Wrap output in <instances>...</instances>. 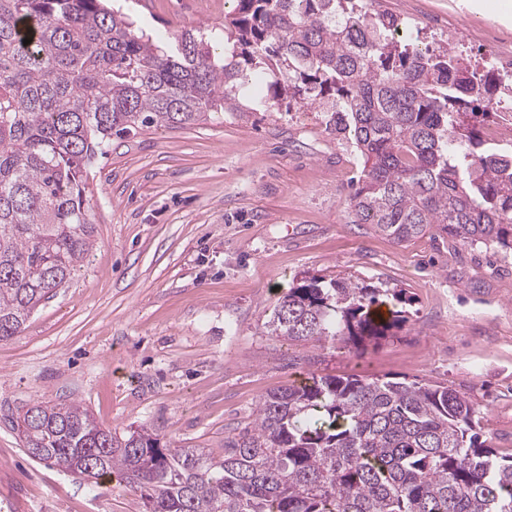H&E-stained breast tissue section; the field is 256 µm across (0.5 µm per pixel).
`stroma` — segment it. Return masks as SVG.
Returning a JSON list of instances; mask_svg holds the SVG:
<instances>
[{
	"mask_svg": "<svg viewBox=\"0 0 512 512\" xmlns=\"http://www.w3.org/2000/svg\"><path fill=\"white\" fill-rule=\"evenodd\" d=\"M435 47L512 52L504 0H377ZM231 0H138L152 32L220 28ZM363 165L325 112H228L113 137L92 174L94 244L81 271L0 341V512H144L118 483L92 485L28 452L7 419L78 402L124 435L220 458L269 391L309 373L443 384L470 398L512 455V256L432 232L400 244L350 221ZM404 289L394 336L355 351L296 344L263 324L297 279Z\"/></svg>",
	"mask_w": 512,
	"mask_h": 512,
	"instance_id": "obj_1",
	"label": "stroma"
}]
</instances>
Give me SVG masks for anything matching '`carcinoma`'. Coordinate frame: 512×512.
<instances>
[{
  "label": "carcinoma",
  "mask_w": 512,
  "mask_h": 512,
  "mask_svg": "<svg viewBox=\"0 0 512 512\" xmlns=\"http://www.w3.org/2000/svg\"><path fill=\"white\" fill-rule=\"evenodd\" d=\"M233 2L221 54L200 28L171 50L110 0H0V341L84 266L89 175L112 136L224 111L316 104L363 161L351 223L398 243L436 224L512 252V154L484 149L481 133L494 70L449 43L420 46L357 0ZM379 295L306 276L265 328L358 348L397 327L373 317ZM8 420L31 456L97 485L115 478L146 512H512V456L443 385L314 373L263 396L222 459L147 427L119 436L75 402Z\"/></svg>",
  "instance_id": "carcinoma-1"
}]
</instances>
